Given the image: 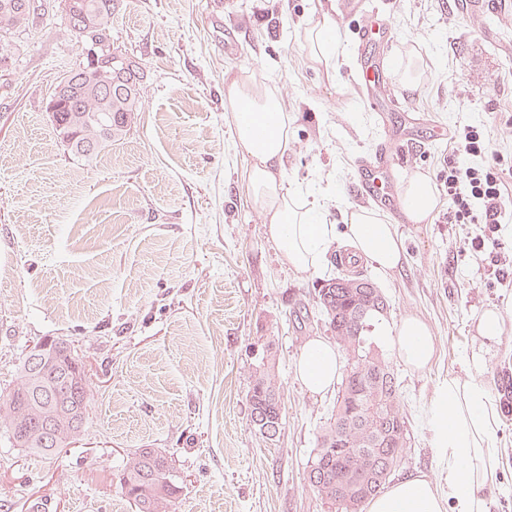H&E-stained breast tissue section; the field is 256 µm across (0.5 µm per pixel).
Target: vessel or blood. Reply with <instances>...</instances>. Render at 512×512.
<instances>
[{
  "mask_svg": "<svg viewBox=\"0 0 512 512\" xmlns=\"http://www.w3.org/2000/svg\"><path fill=\"white\" fill-rule=\"evenodd\" d=\"M346 11L361 17L356 46L361 54L357 87L379 112H396L404 97L394 83L386 57L393 42L388 20L369 10L367 0H341ZM457 16L466 18L490 15L502 21H512V0H458ZM402 163L398 147L380 145L374 158L362 162L353 192L360 200L373 202L390 211L399 208V187L396 173Z\"/></svg>",
  "mask_w": 512,
  "mask_h": 512,
  "instance_id": "vessel-or-blood-1",
  "label": "vessel or blood"
}]
</instances>
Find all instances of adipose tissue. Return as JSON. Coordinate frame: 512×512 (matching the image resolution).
Returning a JSON list of instances; mask_svg holds the SVG:
<instances>
[{
	"mask_svg": "<svg viewBox=\"0 0 512 512\" xmlns=\"http://www.w3.org/2000/svg\"><path fill=\"white\" fill-rule=\"evenodd\" d=\"M234 106V139L253 159L249 188L255 207L267 218L284 263L299 271L322 266L336 240L353 258L388 274L404 260L395 225L371 211H354L344 229L327 223L323 208L300 191L284 187L281 174L288 153V114L280 92L249 77L225 89ZM407 221L425 220L437 205L431 180L418 174L401 187ZM376 339L389 345L414 370L425 369L435 353L429 325L406 316L395 330L379 328ZM333 343L313 339L303 347L296 374L313 394L332 388L340 374ZM427 419L434 447L442 449L448 469V492L440 494L424 474L411 475L369 500L367 512H485L498 467L499 413L474 378L449 377L429 404Z\"/></svg>",
	"mask_w": 512,
	"mask_h": 512,
	"instance_id": "1",
	"label": "adipose tissue"
}]
</instances>
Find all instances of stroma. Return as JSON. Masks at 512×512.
Here are the masks:
<instances>
[{
  "instance_id": "stroma-1",
  "label": "stroma",
  "mask_w": 512,
  "mask_h": 512,
  "mask_svg": "<svg viewBox=\"0 0 512 512\" xmlns=\"http://www.w3.org/2000/svg\"><path fill=\"white\" fill-rule=\"evenodd\" d=\"M121 0L112 43L144 70L141 106L126 137L87 160L62 147L46 106L65 72L86 62L64 0H39L34 22L0 45V391L43 337L72 342L93 400L85 429L53 457L11 447L0 426V512H135L118 474L140 448L166 450L184 478L176 512H325L306 481L310 452L335 390L308 393L295 366L304 344L330 339L315 288L333 262L310 272L284 265L269 224L253 205L248 153L234 144L224 86L239 76L274 86L288 114L285 185L318 196L344 226L362 204L356 166L384 137L355 85L356 18L340 0ZM394 23L391 59L413 58L420 82L405 109L421 120L400 179L428 174L438 204L423 224L380 210L405 248L401 270L361 272L385 295L382 322L416 315L436 352L415 371L384 356L412 430L399 476L444 483L441 449L426 411L449 375L476 376L502 404L499 375L512 369V187L496 233L448 221L441 172L458 155L455 135L472 125L512 154V32L486 39L484 21L452 20L446 0H370ZM331 16L344 48L313 58L306 34ZM447 128L442 140L433 125ZM505 320L486 342L488 308ZM285 404L276 441L250 423L247 394L268 342ZM485 350L473 372L470 356ZM499 467L486 512H512V413L500 416ZM504 324L503 316L498 310H487L478 321V333L484 340L496 341L503 333Z\"/></svg>"
}]
</instances>
